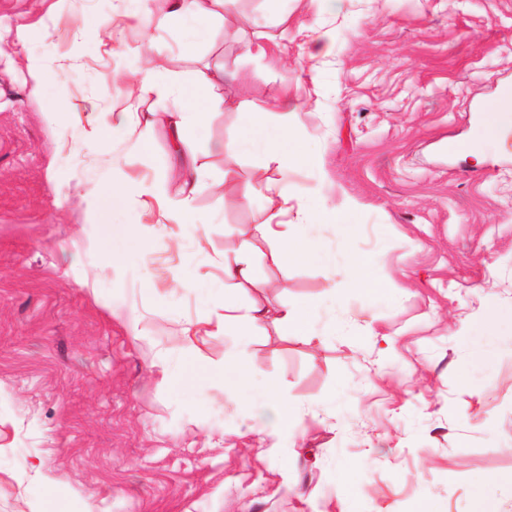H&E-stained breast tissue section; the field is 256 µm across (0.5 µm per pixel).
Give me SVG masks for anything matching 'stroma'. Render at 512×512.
<instances>
[{
	"label": "stroma",
	"mask_w": 512,
	"mask_h": 512,
	"mask_svg": "<svg viewBox=\"0 0 512 512\" xmlns=\"http://www.w3.org/2000/svg\"><path fill=\"white\" fill-rule=\"evenodd\" d=\"M0 0V512H512V329L501 328L484 358L471 354L482 330V298L512 309V146L481 135V108L512 86V0H237L235 30L214 23L194 45L156 26L163 0ZM112 22V40L91 28ZM262 31L264 56L243 55V36ZM326 33L329 55L302 51ZM140 44L178 82L220 66L223 112L201 138L237 136L241 114L289 93L300 106L296 135L318 152V171L281 175L262 155L202 156L209 187L192 201L196 225L170 223L180 195L171 179L165 103L151 143L134 136L83 140L58 112L124 106ZM65 63L63 80L37 85L33 64ZM450 139L472 153L444 152ZM162 185L90 213L82 196L113 170ZM231 174L232 194L213 191ZM262 179L292 195L349 196L357 248L378 254L373 276L391 295L343 289L324 306L330 281L347 269L336 231L319 226L313 259L277 267L257 232L274 220ZM140 224L123 265L95 249L103 225ZM250 236L256 278L233 288L242 305L317 306L325 344L288 338L274 324L250 337L253 383L228 399L181 351L184 328L224 304L225 262ZM336 258L335 268L323 259ZM96 280V293L77 277ZM136 313L146 340L123 318ZM391 333L384 353L369 329ZM164 358L168 383L149 370ZM467 374L460 382L459 374ZM306 408L277 429L278 456L258 455L257 423L270 382Z\"/></svg>",
	"instance_id": "obj_1"
}]
</instances>
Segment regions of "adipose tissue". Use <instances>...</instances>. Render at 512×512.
Returning <instances> with one entry per match:
<instances>
[{
    "instance_id": "1",
    "label": "adipose tissue",
    "mask_w": 512,
    "mask_h": 512,
    "mask_svg": "<svg viewBox=\"0 0 512 512\" xmlns=\"http://www.w3.org/2000/svg\"><path fill=\"white\" fill-rule=\"evenodd\" d=\"M235 0H166V12L160 20L161 25L176 29H185L193 35H201L214 22L231 25L234 21L233 4ZM224 81V72L220 69L200 72L195 83L206 91L203 109H190L179 106L168 115L172 152L176 160V171L184 192L192 194L205 184L206 173L200 166V155L209 153L211 146L197 138L196 132L202 128L209 115L223 111L224 101L215 95L214 90ZM132 92L136 96H153L166 100L180 94L176 82L164 75L160 64L143 61L132 74ZM298 107L288 97L276 102L252 108L244 112L243 124L246 132L233 141L225 143L223 150L227 156H235L242 151H258L270 162L279 167L306 168L318 170L323 160L317 153L299 146L293 133L296 125ZM65 123L82 124L88 138L103 136L120 138L127 131L128 113L89 112L82 116L66 115ZM268 194V200L278 214L284 215L282 224H268L263 228L264 236L272 247L268 260L277 266L302 264L312 256V230L315 225L328 224L335 228L336 235L349 253L347 280L349 286L366 290L371 294L392 293L396 285L389 279H378L370 274L376 264L375 255L359 252L355 245L357 227L354 216L360 204L350 200L342 203L319 200L311 203L309 198L294 196L277 182L262 185ZM315 304L294 302L283 305L277 313L257 304L243 308L228 302L224 311L215 319L207 321L206 333L210 336L225 334L227 326H235L236 333L243 339L242 345L229 350L225 355L229 378L224 381V394L231 397L246 390L252 384L251 368L247 362L246 338L265 322H273L281 335L312 336ZM305 408L304 403L285 393L278 383H270L261 404V416L272 427L288 426Z\"/></svg>"
}]
</instances>
